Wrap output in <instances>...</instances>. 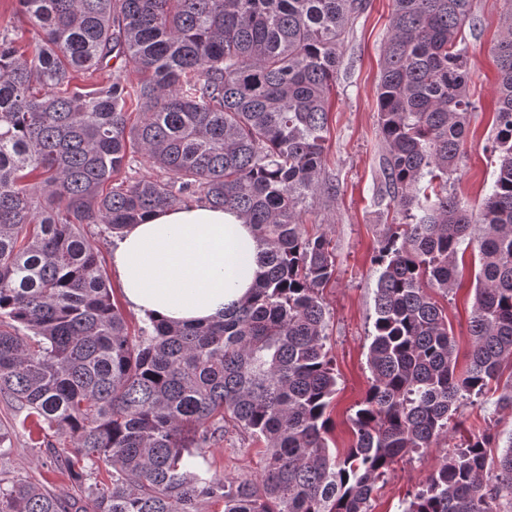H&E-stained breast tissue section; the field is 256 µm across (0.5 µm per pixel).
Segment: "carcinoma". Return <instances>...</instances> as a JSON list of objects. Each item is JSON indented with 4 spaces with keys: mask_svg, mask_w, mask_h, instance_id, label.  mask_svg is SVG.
<instances>
[{
    "mask_svg": "<svg viewBox=\"0 0 512 512\" xmlns=\"http://www.w3.org/2000/svg\"><path fill=\"white\" fill-rule=\"evenodd\" d=\"M18 4L31 39L0 31V399L85 494L78 512H372L378 482L448 437L464 401L499 390L512 405V31L496 47L495 178L475 216L448 193L475 109L471 0H393L380 189L403 222L374 256L372 384L338 456L320 295L335 263L297 208L336 190L320 181L330 98L363 0ZM139 155L165 177L131 175ZM195 198L251 224L266 271L219 319H151L131 337L85 228L118 234ZM465 241L479 271L460 369L433 294L457 285ZM228 425L264 445L259 478L212 471ZM10 436L0 428V512H64L11 474ZM492 444L471 433L399 512H512V437L496 457Z\"/></svg>",
    "mask_w": 512,
    "mask_h": 512,
    "instance_id": "1",
    "label": "carcinoma"
}]
</instances>
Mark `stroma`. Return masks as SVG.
I'll return each instance as SVG.
<instances>
[{
	"label": "stroma",
	"instance_id": "stroma-1",
	"mask_svg": "<svg viewBox=\"0 0 512 512\" xmlns=\"http://www.w3.org/2000/svg\"><path fill=\"white\" fill-rule=\"evenodd\" d=\"M364 11L351 18L344 36L342 62L332 93V109L325 143L323 179L336 186L335 195L315 193L300 207L306 231L324 235L335 259V272L321 297L327 310L326 347L333 360L337 391L331 403V451L342 454L354 436L351 418L364 398L371 372L367 351L375 320V291L379 268L373 257L391 225L400 223L395 202L379 196L380 171L386 146L378 126L376 85L383 61L393 0H367ZM475 31L467 33L469 92L475 109L469 117V139L456 174L448 182L452 192L470 211L479 212L494 180L495 163L488 146L494 136L493 112L497 100L498 71L495 47L512 27V0H472ZM477 268L472 253H465L461 281L442 305L459 356L471 347L469 321L475 298ZM459 426L423 453L399 461L379 482L373 512H397L408 491L420 486L435 463L464 443L471 430L491 434L492 454H499L512 437V407L497 405L488 396L464 404L456 415ZM13 411L0 401V425L12 428L10 463L15 474L43 484L64 502L78 497L76 485L61 470L48 450L31 448ZM209 458L218 474L229 479L258 477L262 455L248 438L229 430Z\"/></svg>",
	"mask_w": 512,
	"mask_h": 512
}]
</instances>
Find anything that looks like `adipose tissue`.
Wrapping results in <instances>:
<instances>
[{
    "label": "adipose tissue",
    "mask_w": 512,
    "mask_h": 512,
    "mask_svg": "<svg viewBox=\"0 0 512 512\" xmlns=\"http://www.w3.org/2000/svg\"><path fill=\"white\" fill-rule=\"evenodd\" d=\"M262 247L234 210L159 208L116 241L112 269L126 305L180 325L218 317L262 272Z\"/></svg>",
    "instance_id": "obj_1"
}]
</instances>
